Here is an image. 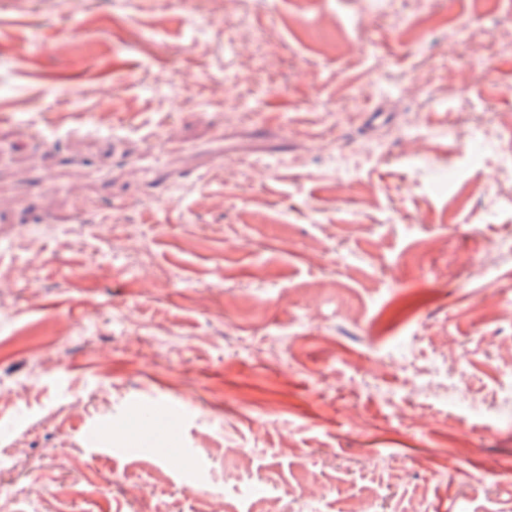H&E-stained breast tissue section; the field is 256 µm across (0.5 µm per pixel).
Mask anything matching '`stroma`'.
Instances as JSON below:
<instances>
[{
    "instance_id": "stroma-1",
    "label": "stroma",
    "mask_w": 512,
    "mask_h": 512,
    "mask_svg": "<svg viewBox=\"0 0 512 512\" xmlns=\"http://www.w3.org/2000/svg\"><path fill=\"white\" fill-rule=\"evenodd\" d=\"M509 124L512 0H0V512H512ZM143 412L151 419V425L148 427L151 431H156L154 418L157 416L167 424L178 422L186 416L185 410L172 401H152L143 408Z\"/></svg>"
}]
</instances>
